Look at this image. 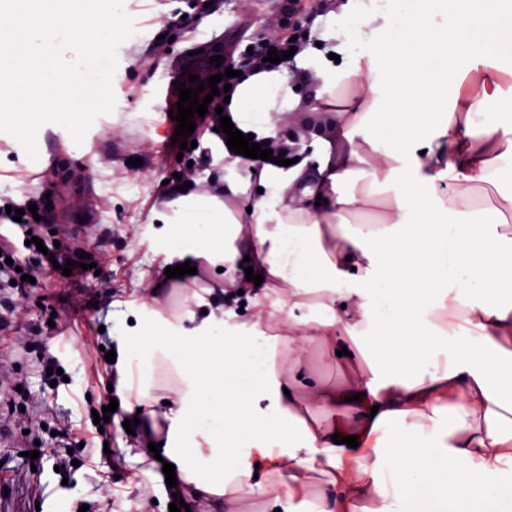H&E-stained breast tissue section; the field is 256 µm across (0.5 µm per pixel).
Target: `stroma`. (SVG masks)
Returning <instances> with one entry per match:
<instances>
[{
    "mask_svg": "<svg viewBox=\"0 0 512 512\" xmlns=\"http://www.w3.org/2000/svg\"><path fill=\"white\" fill-rule=\"evenodd\" d=\"M289 0H213L209 11L184 39L160 42L164 23L178 8V0H124L125 13L138 21L140 44L120 45V82L114 85L116 106L98 116L82 144H75L65 128L42 126L38 134L46 144L53 167L30 168L16 151L0 139V194H46L51 201L52 223L62 225L59 242L77 233L80 247L95 262L84 275L64 278L46 270L41 286L14 306H26L24 316L14 317L5 340L9 347L8 380H19L27 393L26 410L16 412L9 425H0V459H8L10 474L27 479L31 491L26 512H169L170 497L162 477L148 461L142 437L113 427L98 433L89 413L105 398L104 379L93 365L105 351L136 335L144 324L141 278L160 280L165 256L190 259L195 236L190 228L173 231L161 215L165 201L161 183L182 172L176 162L173 123L159 112L152 93L167 78L169 57L180 54L201 37L223 45L226 39L262 38L266 20L278 16L282 27L291 24ZM193 153L196 175L193 190H200L211 175L224 169V145L207 129L197 133ZM141 165H132V158ZM53 309L59 333L47 337L50 352L65 367L68 383L45 385L35 354L24 344L31 327ZM60 420L89 438L93 448L109 447L111 458L97 457L95 466H84L62 478L54 469L64 454L65 440L40 433L43 455L33 464L26 453L28 433L43 416Z\"/></svg>",
    "mask_w": 512,
    "mask_h": 512,
    "instance_id": "obj_1",
    "label": "stroma"
}]
</instances>
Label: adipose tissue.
Masks as SVG:
<instances>
[{
    "instance_id": "1",
    "label": "adipose tissue",
    "mask_w": 512,
    "mask_h": 512,
    "mask_svg": "<svg viewBox=\"0 0 512 512\" xmlns=\"http://www.w3.org/2000/svg\"><path fill=\"white\" fill-rule=\"evenodd\" d=\"M393 25L373 49V15ZM343 41L337 68L323 51L299 57L320 80L310 97L287 70L244 77L231 96L238 125L279 140L276 117L327 116L305 129L319 151L169 202L165 223L195 227L198 264L224 267L222 285L192 294L235 314L247 295L258 319L284 333L218 339L209 320L167 323L172 359L203 356L183 390L159 397L118 385L122 408L173 464L191 496L233 502L255 492L313 512H497L512 499V246L497 230L487 186H512V8L434 12L431 0H345L312 25ZM361 189H350L352 178ZM258 194H251V187ZM252 195L250 211L230 205ZM248 261L261 284L236 280ZM343 381L303 376L306 344ZM293 363L281 374L277 356ZM271 408L252 418L257 400ZM206 434L189 461L180 436ZM356 436L358 445L334 443ZM322 488L310 493L315 463Z\"/></svg>"
}]
</instances>
